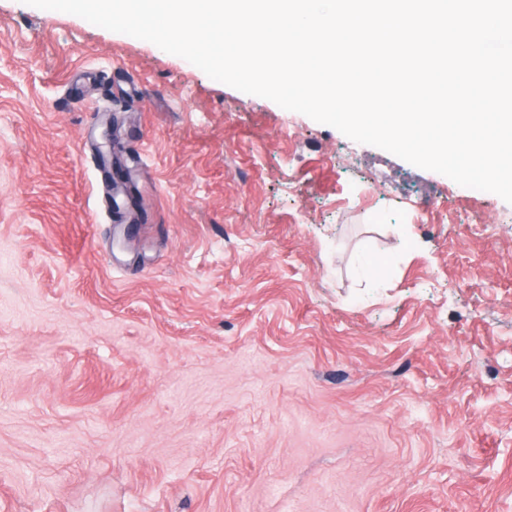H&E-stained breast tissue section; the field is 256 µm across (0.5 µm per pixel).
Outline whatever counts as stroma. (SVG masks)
<instances>
[{
	"label": "stroma",
	"mask_w": 512,
	"mask_h": 512,
	"mask_svg": "<svg viewBox=\"0 0 512 512\" xmlns=\"http://www.w3.org/2000/svg\"><path fill=\"white\" fill-rule=\"evenodd\" d=\"M0 512H512V204L0 0Z\"/></svg>",
	"instance_id": "obj_1"
}]
</instances>
